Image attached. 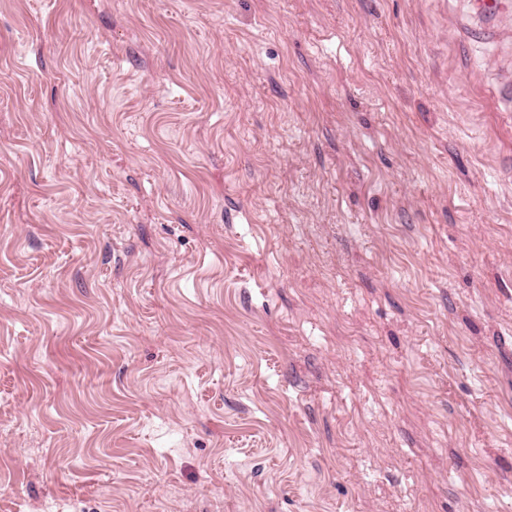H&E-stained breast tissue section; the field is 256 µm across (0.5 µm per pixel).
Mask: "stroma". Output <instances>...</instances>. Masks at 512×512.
<instances>
[{
	"mask_svg": "<svg viewBox=\"0 0 512 512\" xmlns=\"http://www.w3.org/2000/svg\"><path fill=\"white\" fill-rule=\"evenodd\" d=\"M0 512H512V11L0 0Z\"/></svg>",
	"mask_w": 512,
	"mask_h": 512,
	"instance_id": "35a3bbf8",
	"label": "stroma"
}]
</instances>
